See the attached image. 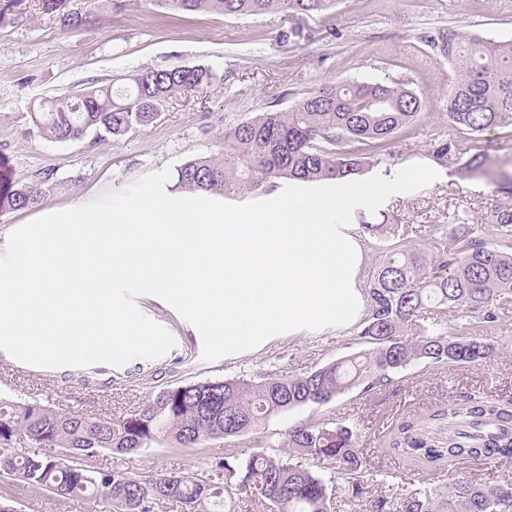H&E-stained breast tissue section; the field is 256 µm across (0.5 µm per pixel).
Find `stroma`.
Wrapping results in <instances>:
<instances>
[{
	"label": "stroma",
	"mask_w": 512,
	"mask_h": 512,
	"mask_svg": "<svg viewBox=\"0 0 512 512\" xmlns=\"http://www.w3.org/2000/svg\"><path fill=\"white\" fill-rule=\"evenodd\" d=\"M69 10L90 13L78 32L62 28L40 0H20L0 21V195L12 186L46 178L42 208L120 191L144 175L217 153L224 130L271 109H287L324 83L402 81L426 103L414 126L391 141L370 175L393 177L414 162L437 177L423 188L392 195L383 205L390 223L428 248L429 232L448 213L466 211L471 222L489 217L508 197L499 185L512 176V125L469 137L471 152L496 145V171L464 173L461 156H439L440 142L459 139L444 111L454 68L439 61L424 40L440 29L512 40V0H336L315 17L284 13L242 18L202 13L170 15L140 0H68ZM202 65L216 76L203 93L166 105L155 123L105 141L43 138L29 119L33 104L74 94L145 66ZM142 314L170 331L176 347L165 356L135 359L115 367L41 368L0 349V394L72 411L123 417L137 413L154 390L267 374L299 375L359 351L348 332L313 330L299 339L281 335L239 355L202 359L196 328L170 304L152 296L135 300ZM488 334L497 350L480 366L417 364L394 375L389 385L355 387L335 400L305 405L272 417L249 434L217 439L204 447L175 450L156 445L116 456L103 450L87 459L92 468L135 474L189 472L209 478L210 459L225 449L250 454L281 443L291 426L308 422L356 427L359 446L376 474L372 494L401 497L420 485L440 486L465 476L482 484L512 481V459L496 464L466 459L441 472L417 469L387 449L386 438L400 421L427 413L454 395L512 397V312L500 316ZM0 495L17 512H101L83 499H64L12 487L0 477Z\"/></svg>",
	"instance_id": "1"
}]
</instances>
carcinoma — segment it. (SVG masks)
<instances>
[{
  "label": "carcinoma",
  "instance_id": "cac0c4a2",
  "mask_svg": "<svg viewBox=\"0 0 512 512\" xmlns=\"http://www.w3.org/2000/svg\"><path fill=\"white\" fill-rule=\"evenodd\" d=\"M175 13L259 16L320 15L335 0H147ZM42 9L77 30L88 16L66 9V0H42ZM437 58L454 65L445 111L462 133L512 125V41L459 30L428 36ZM216 81L203 66L143 67L104 86L40 104L29 112L47 140L74 142L92 135L121 137L157 121L172 99L200 93ZM425 109L404 82L327 83L286 110L257 114L224 129L219 152L176 167L172 190L210 196L268 195L284 183L314 186L349 178L374 159L370 150L390 144ZM46 195L44 182H24L0 196V208L31 209ZM373 224L357 213L364 232L390 241L389 253L367 272V312L354 327L366 348L302 375L269 374L258 381L227 379L163 387L128 417L58 410L37 401L0 397V472L19 489L62 498H91L107 512H332L336 493L363 512H512V483L494 486L457 478L445 486H422L396 499L369 496L358 434L334 422L294 425L279 447L243 458L226 450L211 468L215 483L190 474L132 475L91 469L89 451L129 455L153 444L201 448L208 441L245 435L273 416L308 404L328 403L358 385L386 386L409 367L479 364L496 351L487 332L512 309V204L486 222L471 224L455 211L441 225L429 252L407 245L400 225ZM466 320L469 332L445 330L448 313ZM448 420L444 446L430 444L421 421H403L388 450L442 469L471 458L496 463L512 458V400L463 397L433 415ZM26 440L52 455H30ZM297 456L331 465L329 476L288 461Z\"/></svg>",
  "mask_w": 512,
  "mask_h": 512
}]
</instances>
